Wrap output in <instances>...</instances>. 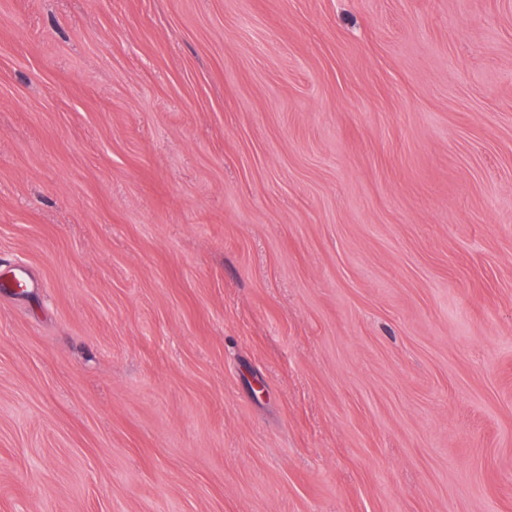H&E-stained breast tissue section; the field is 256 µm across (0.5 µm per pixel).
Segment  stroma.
<instances>
[{
	"instance_id": "35a3bbf8",
	"label": "stroma",
	"mask_w": 512,
	"mask_h": 512,
	"mask_svg": "<svg viewBox=\"0 0 512 512\" xmlns=\"http://www.w3.org/2000/svg\"><path fill=\"white\" fill-rule=\"evenodd\" d=\"M0 512H512V0H0Z\"/></svg>"
}]
</instances>
